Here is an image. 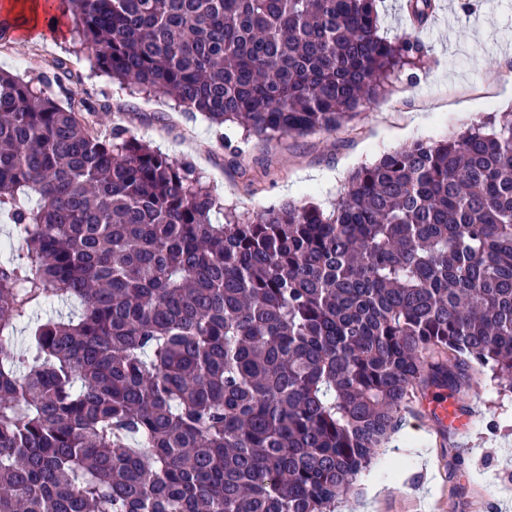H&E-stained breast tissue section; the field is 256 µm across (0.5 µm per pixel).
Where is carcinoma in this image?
<instances>
[{
    "label": "carcinoma",
    "mask_w": 512,
    "mask_h": 512,
    "mask_svg": "<svg viewBox=\"0 0 512 512\" xmlns=\"http://www.w3.org/2000/svg\"><path fill=\"white\" fill-rule=\"evenodd\" d=\"M57 9L130 92L261 139L353 120L420 55L375 0ZM71 78L0 73V512H335L416 385L512 389V112L359 166L329 211L250 213L61 104Z\"/></svg>",
    "instance_id": "carcinoma-1"
}]
</instances>
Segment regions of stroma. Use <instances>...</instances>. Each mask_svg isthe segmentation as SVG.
Segmentation results:
<instances>
[{"instance_id": "35a3bbf8", "label": "stroma", "mask_w": 512, "mask_h": 512, "mask_svg": "<svg viewBox=\"0 0 512 512\" xmlns=\"http://www.w3.org/2000/svg\"><path fill=\"white\" fill-rule=\"evenodd\" d=\"M403 0H376L378 34L394 41L417 34L422 56L413 74L393 79L390 92L351 123L331 131L261 141L238 125L212 126L200 113L163 95H131L99 72L91 50L71 21L21 39L9 29L0 40V70L35 77L55 59L74 74L70 96L110 104L99 113L102 129L118 126L171 158L190 161L225 205L257 212L313 198L330 206L351 171L401 146L449 140L471 122L512 104V0H477L465 14L459 0H437L423 28H414ZM461 402L479 400V415L462 440H439L423 417L419 396L401 412L400 435L358 478L337 512H512V392L487 376L472 380ZM383 483L369 495L373 483Z\"/></svg>"}]
</instances>
